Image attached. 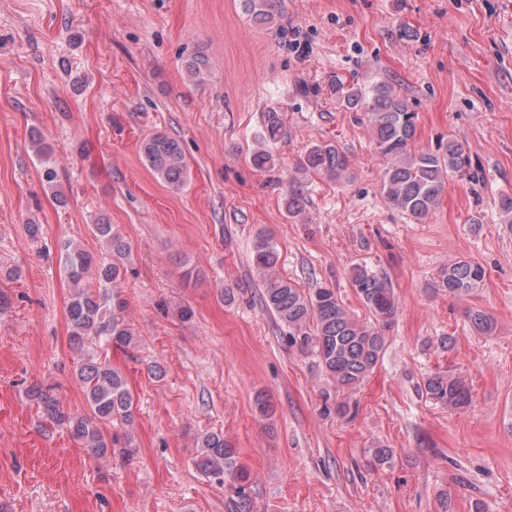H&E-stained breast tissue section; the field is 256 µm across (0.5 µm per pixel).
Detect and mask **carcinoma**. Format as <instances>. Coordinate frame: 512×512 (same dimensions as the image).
<instances>
[{
	"instance_id": "1",
	"label": "carcinoma",
	"mask_w": 512,
	"mask_h": 512,
	"mask_svg": "<svg viewBox=\"0 0 512 512\" xmlns=\"http://www.w3.org/2000/svg\"><path fill=\"white\" fill-rule=\"evenodd\" d=\"M247 11L260 22L271 20L278 0H243ZM209 60L195 56L187 63L193 81L203 79ZM336 103L353 112L366 114L375 151L385 161L382 191L387 202L415 221L435 209L447 180L471 177L467 147L448 139L436 149L416 145L417 114L381 83L366 89L338 77L329 85ZM283 134L280 113L263 115L261 137L276 141ZM148 168L171 188L186 179L188 167L179 141L157 133L141 145ZM350 167L348 156L337 145H313L298 171L310 170L339 179ZM108 245V256L95 259L79 244L65 241L60 246L64 269L72 284L67 306L70 342L78 356L76 377L82 387L87 409L73 412L64 408L43 389L30 397L44 409L51 421L66 426L72 436L99 457L119 455L130 461L138 454L131 436L134 401L122 371L102 356L98 348L126 351L138 343L134 328L125 321V302L115 288L133 271L131 247L111 224L94 225ZM278 252L272 239L259 232L254 238L251 261L262 282L260 300L276 319L301 336L304 347L315 351L328 384L355 389L377 367L386 347L385 329L397 313L394 289L373 272L356 267L351 281L371 318L362 320L342 301L333 288L304 292L277 270ZM484 269L467 260H455L440 270L439 286L453 296L468 295L481 287ZM467 318L474 329L491 335L495 319L486 311L471 309ZM422 393L434 403L451 410L471 402L466 380L452 372H435L423 379ZM197 466L210 479L233 492L235 512H253L250 475L238 462L237 449L221 432L211 431L197 439Z\"/></svg>"
}]
</instances>
